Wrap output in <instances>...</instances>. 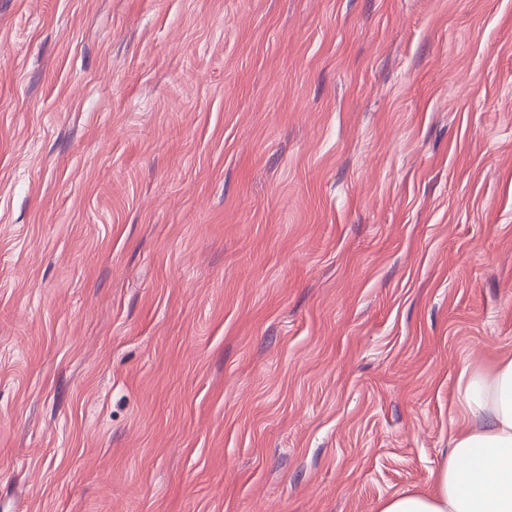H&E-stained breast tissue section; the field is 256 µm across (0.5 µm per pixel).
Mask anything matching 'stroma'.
<instances>
[{
    "label": "stroma",
    "mask_w": 512,
    "mask_h": 512,
    "mask_svg": "<svg viewBox=\"0 0 512 512\" xmlns=\"http://www.w3.org/2000/svg\"><path fill=\"white\" fill-rule=\"evenodd\" d=\"M512 352V0H0V512H377Z\"/></svg>",
    "instance_id": "stroma-1"
}]
</instances>
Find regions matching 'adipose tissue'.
<instances>
[{"label":"adipose tissue","mask_w":512,"mask_h":512,"mask_svg":"<svg viewBox=\"0 0 512 512\" xmlns=\"http://www.w3.org/2000/svg\"><path fill=\"white\" fill-rule=\"evenodd\" d=\"M465 413L429 490H403L378 512H512V354L459 375Z\"/></svg>","instance_id":"ef3b65f1"}]
</instances>
